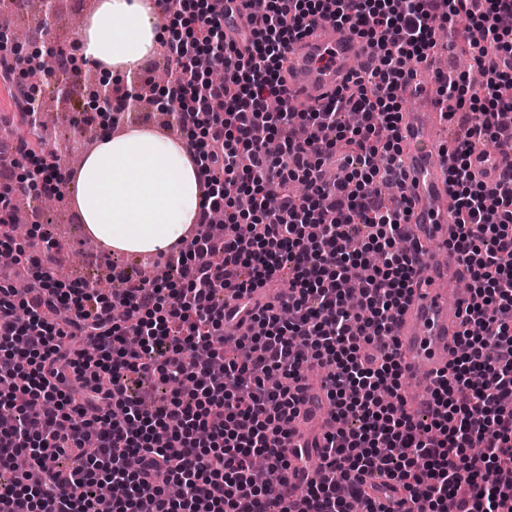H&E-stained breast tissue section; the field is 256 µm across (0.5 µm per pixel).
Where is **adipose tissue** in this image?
Instances as JSON below:
<instances>
[{"label": "adipose tissue", "instance_id": "obj_1", "mask_svg": "<svg viewBox=\"0 0 512 512\" xmlns=\"http://www.w3.org/2000/svg\"><path fill=\"white\" fill-rule=\"evenodd\" d=\"M160 37L150 0H100L79 36L83 59L101 73L130 75ZM71 179L75 208L108 247L160 254L185 238L202 211V167L180 140L135 129L108 135L87 152Z\"/></svg>", "mask_w": 512, "mask_h": 512}]
</instances>
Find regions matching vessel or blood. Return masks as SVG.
I'll use <instances>...</instances> for the list:
<instances>
[{
    "label": "vessel or blood",
    "instance_id": "obj_1",
    "mask_svg": "<svg viewBox=\"0 0 512 512\" xmlns=\"http://www.w3.org/2000/svg\"><path fill=\"white\" fill-rule=\"evenodd\" d=\"M360 42L344 27L324 23L295 39L283 63L290 103L296 108L323 106L352 75L356 61L367 59ZM439 114L427 89L417 92V105L401 122L399 165L409 206L408 233L422 248L394 323L397 356L406 381L403 395L409 409L433 403L439 376L459 332L461 314L470 302L463 286L468 273L458 254L434 250V243L457 231L454 201L449 190L450 161L438 144ZM475 179L496 187L512 168V149L475 148L468 156ZM295 395L299 417L293 445L302 458L321 455L326 437L336 429L322 380L304 379Z\"/></svg>",
    "mask_w": 512,
    "mask_h": 512
}]
</instances>
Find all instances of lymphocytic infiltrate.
Instances as JSON below:
<instances>
[{"label":"lymphocytic infiltrate","mask_w":512,"mask_h":512,"mask_svg":"<svg viewBox=\"0 0 512 512\" xmlns=\"http://www.w3.org/2000/svg\"><path fill=\"white\" fill-rule=\"evenodd\" d=\"M225 0L186 13L184 0H157L182 18L165 40L177 77L161 92L172 128L202 153L205 212L223 211L214 240L196 229L166 256L177 287L138 282L107 296L90 285L35 275L30 297L0 285V505L21 512H268L275 485L254 465L288 475L298 416L292 389L314 365L335 420L321 477L305 512H386L399 496L427 512H512V171L496 189L476 182L466 158L512 123V0H266L243 46L221 40ZM471 22L482 75L438 78L441 113L462 116L469 138L451 173L471 302L458 354L412 415L400 394L394 319L415 262L399 250L408 200L389 206L372 186H403L397 171L407 61L423 62L437 23ZM328 21L362 39L382 65L355 73L318 110L295 111L281 75L295 38ZM201 49L223 68L210 83L193 64ZM355 112L357 125L339 114ZM279 139L270 156L266 143ZM350 172L322 177L328 158ZM287 290H279L281 272ZM360 277L362 308L343 284ZM253 336L215 370L224 350L223 297L253 298ZM63 309L66 322L51 315ZM187 379L191 391L159 398L131 376ZM124 495L108 503L99 483Z\"/></svg>","instance_id":"f902f5d3"}]
</instances>
